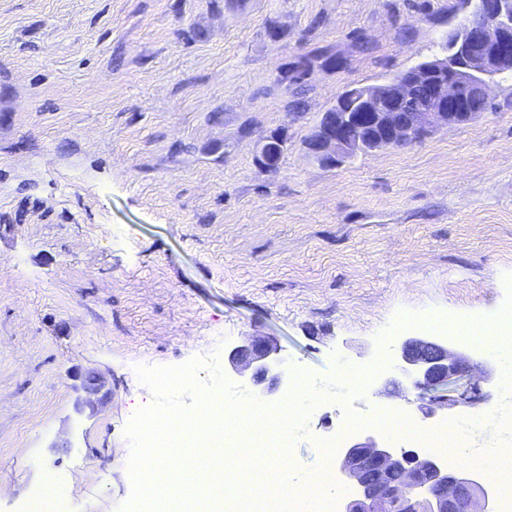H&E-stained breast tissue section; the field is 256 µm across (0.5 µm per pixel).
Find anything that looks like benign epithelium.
I'll list each match as a JSON object with an SVG mask.
<instances>
[{
  "label": "benign epithelium",
  "instance_id": "obj_1",
  "mask_svg": "<svg viewBox=\"0 0 512 512\" xmlns=\"http://www.w3.org/2000/svg\"><path fill=\"white\" fill-rule=\"evenodd\" d=\"M446 42L445 56L355 91L356 111L337 112L314 127L306 141L309 156L322 165H340L360 154L409 147L441 127L473 121L471 99L486 101L489 80L512 72V0L464 12ZM420 86L428 91L423 99L415 98ZM227 360L260 398L288 383L286 360L269 339L244 336ZM492 365L490 358L477 362L438 340L413 337L403 342L393 377L384 379L383 387L413 395L430 417L486 401L482 383L490 380ZM464 377L466 387L456 389ZM339 453L338 482L358 489L342 501L341 512H493L495 492L488 483L382 437L368 435Z\"/></svg>",
  "mask_w": 512,
  "mask_h": 512
}]
</instances>
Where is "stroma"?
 Returning <instances> with one entry per match:
<instances>
[{
  "mask_svg": "<svg viewBox=\"0 0 512 512\" xmlns=\"http://www.w3.org/2000/svg\"><path fill=\"white\" fill-rule=\"evenodd\" d=\"M461 0H0V512L52 478L65 512L133 494L141 367L219 368L275 337L325 385L287 448L374 433L394 355L512 309V74L488 109L420 143L323 166L306 140L345 90L445 55ZM307 60L299 83L277 84ZM286 141L276 166L263 138ZM366 370V389L339 378ZM107 394L77 409L82 376Z\"/></svg>",
  "mask_w": 512,
  "mask_h": 512,
  "instance_id": "1",
  "label": "stroma"
}]
</instances>
